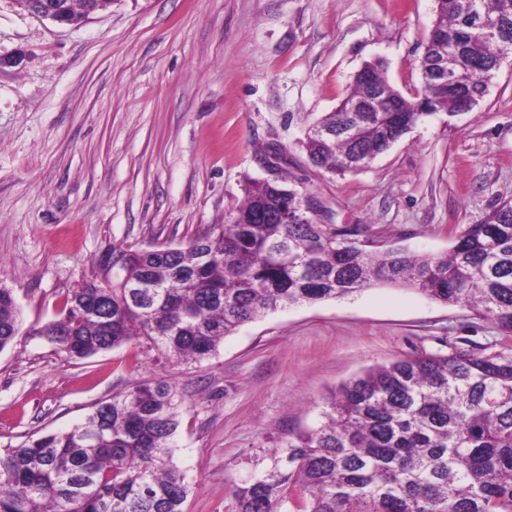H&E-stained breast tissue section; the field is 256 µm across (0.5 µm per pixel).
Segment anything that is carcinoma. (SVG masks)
Wrapping results in <instances>:
<instances>
[{"label":"carcinoma","instance_id":"carcinoma-1","mask_svg":"<svg viewBox=\"0 0 512 512\" xmlns=\"http://www.w3.org/2000/svg\"><path fill=\"white\" fill-rule=\"evenodd\" d=\"M448 37L464 88L438 112L474 109L486 76L512 61V0H440L430 37ZM370 66L374 87H385ZM387 88V87H385ZM354 79L334 112L305 134L310 163L331 174L392 147L387 107L412 125L418 98ZM230 219L177 248H112L123 277L67 293L59 318L34 332L70 359L136 342L178 363L213 355L224 337L279 308L408 286L470 307L512 335V203L467 225L440 257L374 248L358 226L242 223L257 210H296L307 191L253 182ZM22 328L0 283V351ZM181 401L165 379L98 403L68 431L0 451V512H184L191 485L175 459ZM324 421L255 457L233 512H512V353L449 347L366 369L343 383Z\"/></svg>","mask_w":512,"mask_h":512}]
</instances>
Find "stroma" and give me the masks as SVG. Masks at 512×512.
<instances>
[{"label": "stroma", "instance_id": "stroma-1", "mask_svg": "<svg viewBox=\"0 0 512 512\" xmlns=\"http://www.w3.org/2000/svg\"><path fill=\"white\" fill-rule=\"evenodd\" d=\"M436 0H112L78 26L0 0V281L26 331L0 352V450L66 431L101 401L164 378L182 399L176 461L185 512H231L261 449L320 426L327 396L363 370L468 339L512 349L491 320L417 291L374 285L277 309L209 358L170 361L129 344L69 359L28 335L107 249L178 247L228 221L251 181L282 177L320 220L443 256L461 229L512 201V64L471 112L427 118L368 166H312L307 129L335 111L357 71L383 60L405 97Z\"/></svg>", "mask_w": 512, "mask_h": 512}]
</instances>
